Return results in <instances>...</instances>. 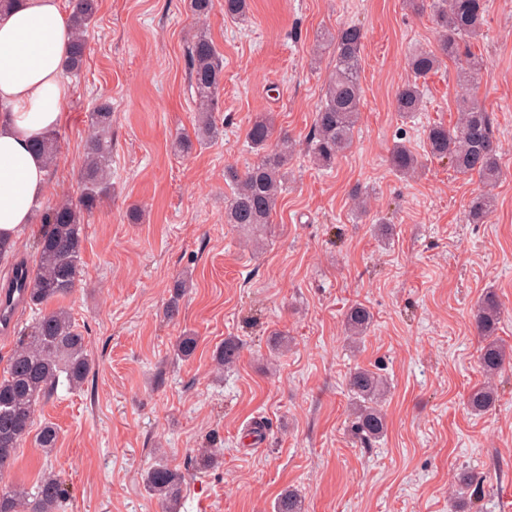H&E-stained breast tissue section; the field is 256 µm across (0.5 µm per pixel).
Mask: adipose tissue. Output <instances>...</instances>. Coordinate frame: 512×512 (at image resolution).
Returning <instances> with one entry per match:
<instances>
[{"instance_id":"ef3b65f1","label":"adipose tissue","mask_w":512,"mask_h":512,"mask_svg":"<svg viewBox=\"0 0 512 512\" xmlns=\"http://www.w3.org/2000/svg\"><path fill=\"white\" fill-rule=\"evenodd\" d=\"M72 39L67 0H17L0 12L1 240H20L46 195L48 162L32 143L66 119Z\"/></svg>"}]
</instances>
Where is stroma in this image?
Wrapping results in <instances>:
<instances>
[{
	"label": "stroma",
	"mask_w": 512,
	"mask_h": 512,
	"mask_svg": "<svg viewBox=\"0 0 512 512\" xmlns=\"http://www.w3.org/2000/svg\"><path fill=\"white\" fill-rule=\"evenodd\" d=\"M485 3V33L471 49L487 65L474 92L505 176L494 211L474 224L478 182L426 155L428 127L458 117L456 64L443 60L424 80L416 117L394 105L412 51L438 48L431 9L253 0L250 18L235 23L224 0L203 21L184 0H98L43 201L79 195L89 114L110 98L112 192L84 226L76 290L62 302L91 369L80 389L60 386L36 412V424L58 429L54 452L27 438L0 484L32 486L50 465L73 493L68 512H162L143 483L162 448L186 475L180 512H275L291 488L304 512H451L464 468L481 473L487 512H512V368L495 407L474 415L466 406L484 380L472 312L487 290L503 304L498 335L512 346V0ZM353 23L365 33L359 120L351 149L325 171L306 151L333 69L320 35ZM202 32L224 57L214 115L223 133L185 152L177 137L195 123L185 50ZM264 112L295 152L272 222L255 236L224 222V169L256 161L246 135ZM398 143L420 159L411 176L389 166ZM357 302L374 322L354 348L343 319ZM186 333L198 346L180 360L173 346ZM230 336L244 347L220 374L212 354ZM359 367L392 383L387 436L369 448L348 418ZM254 420L265 446L247 437ZM206 445L223 449L221 464L193 469Z\"/></svg>",
	"instance_id": "35a3bbf8"
}]
</instances>
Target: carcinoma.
<instances>
[{
  "mask_svg": "<svg viewBox=\"0 0 512 512\" xmlns=\"http://www.w3.org/2000/svg\"><path fill=\"white\" fill-rule=\"evenodd\" d=\"M213 0H185L186 9L194 16L209 15ZM434 20L440 31L438 50H417L409 58L413 79L399 89L396 109L405 118L414 117L423 107V92L419 80L433 72L441 58L461 61L458 83L463 90L457 100L458 121L452 127L432 125L426 132L427 153L434 158L448 159L454 170L477 178L483 192L472 201L468 212L474 224L485 221L492 202V190L502 179L499 144L493 134L489 113L471 93V83L486 67L483 57L471 50V41L483 35L486 4L484 0H433ZM98 12V0H75L72 15L75 40L64 68L78 73L83 64L85 33ZM249 0H224V16L234 22L247 19ZM364 32L356 24L326 34L323 45L333 56L334 70L325 92L324 101L315 113L307 139L308 154L313 163L323 169L332 167L339 155L352 144L362 87L359 80L360 54ZM186 65L194 88V128L198 143L214 138L219 129L213 113L219 111L220 85L224 76V60L213 41L199 33L186 52ZM91 129L85 146L81 169L82 192L77 201L65 200L49 207L42 215L45 230L36 241V267L18 263L6 293H21V300L37 310L30 330L23 333L11 354L7 371L0 378V473L9 468L16 451L32 432L38 404L56 393L60 380L67 386L80 387L89 372L85 336L72 323L69 313L49 304L72 294L80 271L84 251L83 225L111 191L110 174L112 144L107 133L112 126V105L100 102L91 113ZM275 133L272 116H257L248 130L251 146L259 160L244 173L228 167L224 177L234 184L230 198L224 200V220L246 230H258L270 223L277 199L288 181V160L293 145L281 141L275 149L269 145ZM389 164L395 172L408 174L418 165L417 156L398 144L390 152ZM502 305L494 291L488 290L476 304L473 314L484 343L478 358L485 382L471 390L467 406L474 413L488 411L497 400L495 379L512 361V352L495 337L502 318ZM371 311L363 304L349 308L345 328L349 337L360 340L370 330ZM241 344L226 339L217 348L214 362L220 369L235 363ZM351 414L355 416L354 431L361 443L370 446L382 440L387 432L384 403L389 393L386 378L369 369L353 372L349 381ZM35 442L49 453L57 444V430L44 423L35 435ZM222 457L219 448H201L193 459L198 470L214 468ZM184 475L171 467L164 456L146 472L144 484L157 498L163 512H177L182 498ZM481 480L476 474L463 473L452 493L453 499L469 498L467 512H484ZM70 501L65 482L53 471L46 472L32 488L16 487L0 491V512H64ZM276 512H303L302 496L296 491L285 492L277 501Z\"/></svg>",
  "mask_w": 512,
  "mask_h": 512,
  "instance_id": "1",
  "label": "carcinoma"
}]
</instances>
